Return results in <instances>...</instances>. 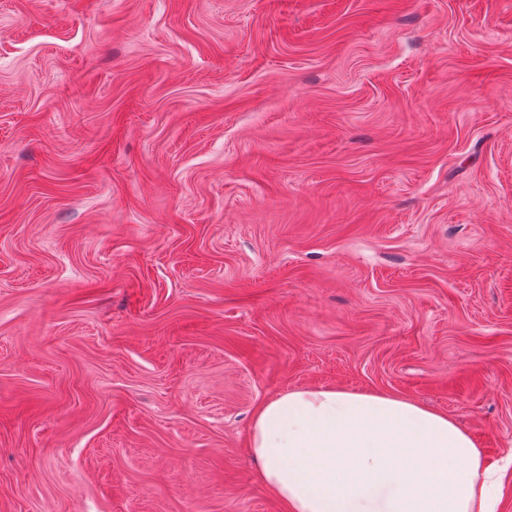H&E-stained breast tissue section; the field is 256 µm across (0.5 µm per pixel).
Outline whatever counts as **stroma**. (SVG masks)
Masks as SVG:
<instances>
[{"label":"stroma","mask_w":512,"mask_h":512,"mask_svg":"<svg viewBox=\"0 0 512 512\" xmlns=\"http://www.w3.org/2000/svg\"><path fill=\"white\" fill-rule=\"evenodd\" d=\"M309 386L512 452V0H0V512H283Z\"/></svg>","instance_id":"obj_1"}]
</instances>
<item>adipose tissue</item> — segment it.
Segmentation results:
<instances>
[{"label": "adipose tissue", "instance_id": "obj_1", "mask_svg": "<svg viewBox=\"0 0 512 512\" xmlns=\"http://www.w3.org/2000/svg\"><path fill=\"white\" fill-rule=\"evenodd\" d=\"M248 446L283 512H497L472 438L399 396L292 389L257 406Z\"/></svg>", "mask_w": 512, "mask_h": 512}]
</instances>
